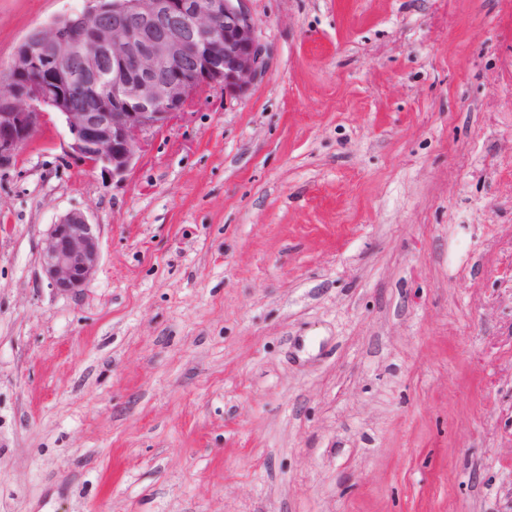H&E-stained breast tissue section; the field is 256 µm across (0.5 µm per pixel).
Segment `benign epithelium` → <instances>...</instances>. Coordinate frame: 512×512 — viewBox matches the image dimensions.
I'll return each instance as SVG.
<instances>
[{"mask_svg": "<svg viewBox=\"0 0 512 512\" xmlns=\"http://www.w3.org/2000/svg\"><path fill=\"white\" fill-rule=\"evenodd\" d=\"M266 72L247 0H91L23 37L0 73V170L51 111L71 156L121 179L148 134L185 113L200 89L239 96ZM40 262L51 287L82 291L100 262V225L81 211L61 216Z\"/></svg>", "mask_w": 512, "mask_h": 512, "instance_id": "benign-epithelium-1", "label": "benign epithelium"}]
</instances>
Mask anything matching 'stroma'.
Instances as JSON below:
<instances>
[{
    "mask_svg": "<svg viewBox=\"0 0 512 512\" xmlns=\"http://www.w3.org/2000/svg\"><path fill=\"white\" fill-rule=\"evenodd\" d=\"M87 4L0 0V69ZM248 8L123 180L54 115L0 170V512H512V0ZM40 262L49 285L62 293L88 286L100 262V226L81 211H71L51 224L43 240Z\"/></svg>",
    "mask_w": 512,
    "mask_h": 512,
    "instance_id": "1",
    "label": "stroma"
}]
</instances>
